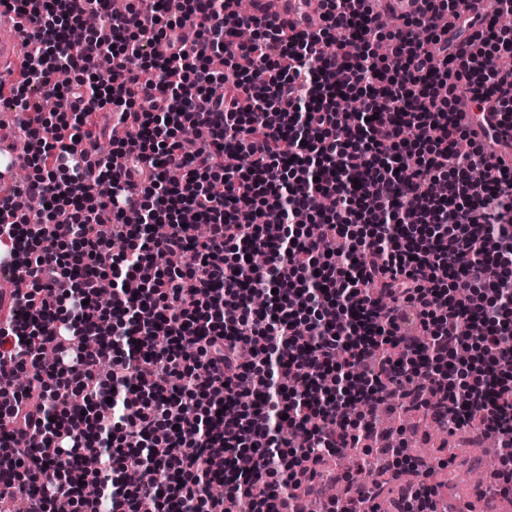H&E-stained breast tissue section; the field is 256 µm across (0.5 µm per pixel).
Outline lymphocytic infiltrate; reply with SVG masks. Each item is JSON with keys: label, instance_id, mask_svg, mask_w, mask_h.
<instances>
[{"label": "lymphocytic infiltrate", "instance_id": "lymphocytic-infiltrate-1", "mask_svg": "<svg viewBox=\"0 0 512 512\" xmlns=\"http://www.w3.org/2000/svg\"><path fill=\"white\" fill-rule=\"evenodd\" d=\"M84 2L0 0L26 24L19 79L0 93L21 115L41 203L0 198V251L31 279L0 323V501L302 512L314 461L398 399L479 413L512 492V31L486 43L473 0H422L389 32L366 0H324L325 27L293 33L227 24V0H129L55 53L58 17L79 26ZM34 87L71 110L43 115ZM463 101L486 109L492 139ZM107 107L112 151L91 165L74 146L99 148L89 125ZM391 454L396 473H417L396 512H439L445 461L402 440Z\"/></svg>", "mask_w": 512, "mask_h": 512}]
</instances>
